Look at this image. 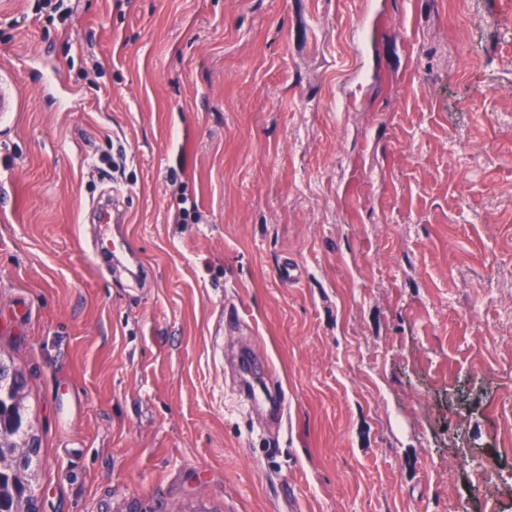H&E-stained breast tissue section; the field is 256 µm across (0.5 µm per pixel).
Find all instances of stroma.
I'll use <instances>...</instances> for the list:
<instances>
[{
  "label": "stroma",
  "mask_w": 512,
  "mask_h": 512,
  "mask_svg": "<svg viewBox=\"0 0 512 512\" xmlns=\"http://www.w3.org/2000/svg\"><path fill=\"white\" fill-rule=\"evenodd\" d=\"M38 4L0 10V356L39 512H512V0ZM100 223L103 226L102 234L93 246L94 253L102 256L103 254L112 255L113 259L118 260V256L123 253L125 241L120 238V248L118 249L115 243L114 238L112 239L109 235V225L111 224V216L108 210L100 209L99 212Z\"/></svg>",
  "instance_id": "35a3bbf8"
}]
</instances>
